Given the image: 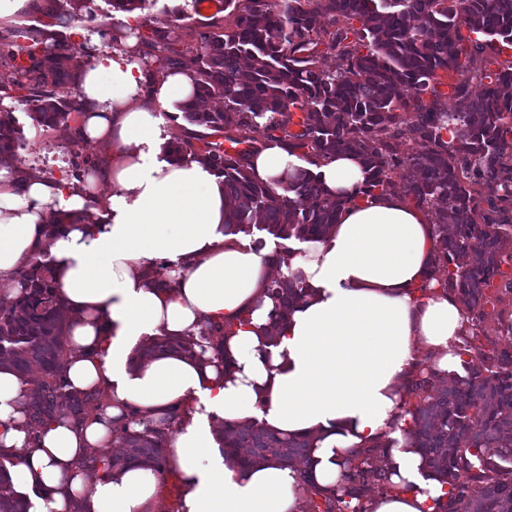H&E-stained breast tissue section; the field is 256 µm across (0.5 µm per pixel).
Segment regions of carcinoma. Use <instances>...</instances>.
<instances>
[{
    "label": "carcinoma",
    "mask_w": 512,
    "mask_h": 512,
    "mask_svg": "<svg viewBox=\"0 0 512 512\" xmlns=\"http://www.w3.org/2000/svg\"><path fill=\"white\" fill-rule=\"evenodd\" d=\"M90 0H65L69 9L48 24L0 30V59H10L15 98L31 118L54 127L80 116V95L58 100V81L79 67L63 29L84 9L87 29L109 37L112 48L131 36L107 21L111 13L144 11L154 0H106L111 12L98 20ZM359 26H336L337 17ZM200 33L199 46L174 50L173 30H153L136 43L148 81L172 69L192 80V97L178 105L189 125L224 134V141L197 149L195 133L166 150L170 156L203 159L224 175L225 189L238 201L226 229L264 231L282 240H314L336 223L349 199L333 198L319 176L290 166L276 189L258 179L251 162L267 137L287 154L316 166L337 154H350L365 166L367 192L398 194L428 210L435 228L433 268L437 285L455 296L468 314L462 336L473 345L484 316L486 290L512 261V64L493 73L461 60L462 42L476 51L500 53L512 46V0H224V16L213 17ZM24 44H18V40ZM325 50H319V46ZM453 106L441 100L442 74ZM483 85L481 95L473 84ZM0 94V163L26 146ZM222 106L204 109L202 101ZM411 145L402 156L397 146ZM70 176L84 182L96 162L79 152L68 160ZM411 168L416 178L393 179ZM20 291L0 304V363L25 375L32 363L45 379L27 406L30 425L52 413L65 398L72 417L85 419L91 395L68 390L62 369L68 350L66 324L53 293L50 261L18 273ZM269 291L278 302L271 319L281 318L300 298L296 272L274 279ZM466 374L448 373L443 386L431 388L434 372L425 367L411 383L405 413L410 416L412 447L426 469L448 483V501L436 512H512V351L493 348L483 367L463 363ZM180 419L133 431V420H112V434L127 447L126 458L144 459L166 471V434ZM222 445L249 448L245 464L277 459L287 462L308 444L284 439L266 429L221 428ZM387 448L351 454L334 492L305 488V512H371L374 482L378 494L396 490L382 467ZM13 460L0 456V512H29L26 497L11 489Z\"/></svg>",
    "instance_id": "carcinoma-1"
}]
</instances>
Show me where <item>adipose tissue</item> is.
Instances as JSON below:
<instances>
[{
  "label": "adipose tissue",
  "mask_w": 512,
  "mask_h": 512,
  "mask_svg": "<svg viewBox=\"0 0 512 512\" xmlns=\"http://www.w3.org/2000/svg\"><path fill=\"white\" fill-rule=\"evenodd\" d=\"M78 89L84 137L105 150L81 188L12 159L0 165V302L18 294V272L51 261L68 325L64 376L95 408L81 422L57 413L30 425L35 386L0 364V455L15 458L12 487L31 512H162L153 464L112 468L89 452L111 447V421L128 410L155 424L176 406L182 420L166 436V458L182 484V512H301L305 482L336 487L343 460L373 446L387 447L384 467L397 486L373 512H435L448 487L424 477L404 403L419 352L437 378L459 367L467 317L429 278L428 213L367 193L353 157L318 167L348 203L322 237L301 242L291 268L304 295L271 320L277 265L271 248L225 233L237 202L223 176L197 159L161 156L167 116L193 93L188 75L149 84L130 58L104 52L79 71ZM217 326L224 365L195 353L142 355ZM216 422L258 425L309 450L297 463L243 468L238 452L218 453Z\"/></svg>",
  "instance_id": "1"
}]
</instances>
